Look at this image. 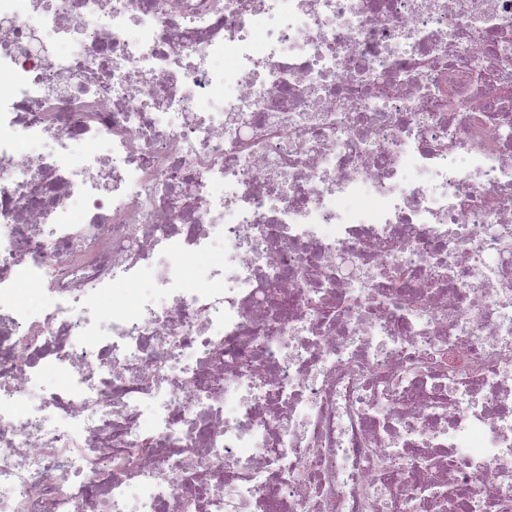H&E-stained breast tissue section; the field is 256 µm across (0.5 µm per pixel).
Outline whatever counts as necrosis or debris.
<instances>
[{"label":"necrosis or debris","instance_id":"obj_1","mask_svg":"<svg viewBox=\"0 0 512 512\" xmlns=\"http://www.w3.org/2000/svg\"><path fill=\"white\" fill-rule=\"evenodd\" d=\"M0 81V512H512V0H0Z\"/></svg>","mask_w":512,"mask_h":512}]
</instances>
